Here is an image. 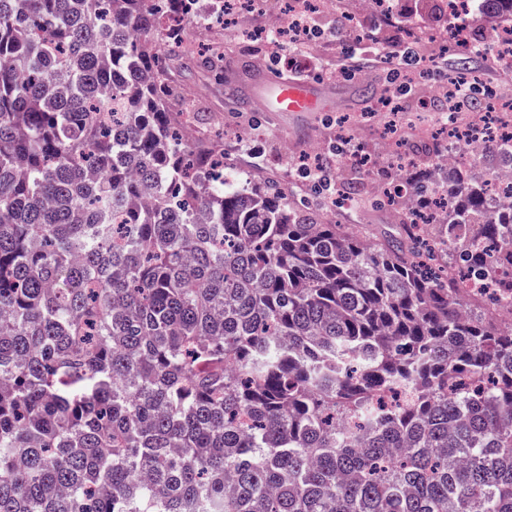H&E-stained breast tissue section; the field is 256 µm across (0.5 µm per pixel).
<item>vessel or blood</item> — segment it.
<instances>
[{
    "label": "vessel or blood",
    "instance_id": "b4317fda",
    "mask_svg": "<svg viewBox=\"0 0 512 512\" xmlns=\"http://www.w3.org/2000/svg\"><path fill=\"white\" fill-rule=\"evenodd\" d=\"M255 84L252 104L259 112H318L323 102L335 96L331 86L266 72L260 73Z\"/></svg>",
    "mask_w": 512,
    "mask_h": 512
}]
</instances>
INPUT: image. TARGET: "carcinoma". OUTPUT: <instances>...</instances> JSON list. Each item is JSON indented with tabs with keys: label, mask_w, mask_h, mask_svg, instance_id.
<instances>
[{
	"label": "carcinoma",
	"mask_w": 512,
	"mask_h": 512,
	"mask_svg": "<svg viewBox=\"0 0 512 512\" xmlns=\"http://www.w3.org/2000/svg\"><path fill=\"white\" fill-rule=\"evenodd\" d=\"M198 4L0 0V512H512V208L398 173L441 236L376 241L234 183Z\"/></svg>",
	"instance_id": "cac0c4a2"
}]
</instances>
